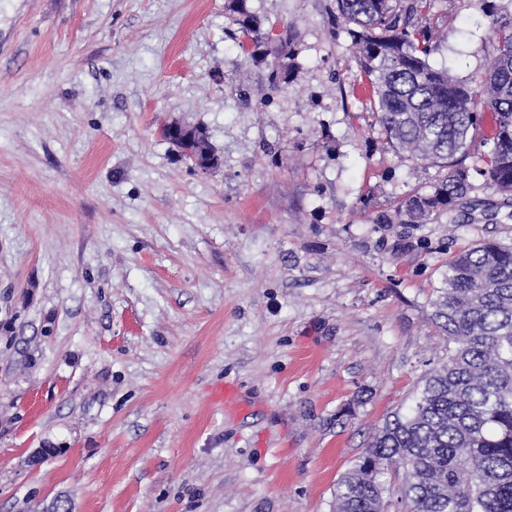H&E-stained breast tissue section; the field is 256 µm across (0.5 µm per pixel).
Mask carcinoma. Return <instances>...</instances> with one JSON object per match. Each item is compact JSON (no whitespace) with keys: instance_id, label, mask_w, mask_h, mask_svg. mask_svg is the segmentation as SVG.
<instances>
[{"instance_id":"1","label":"carcinoma","mask_w":512,"mask_h":512,"mask_svg":"<svg viewBox=\"0 0 512 512\" xmlns=\"http://www.w3.org/2000/svg\"><path fill=\"white\" fill-rule=\"evenodd\" d=\"M436 2L336 0L387 143L438 168L429 191L395 211L403 224H427L461 205L474 172L512 206V14L488 6L495 40L484 76L455 79L429 62L438 37L422 19ZM227 8L241 36L260 27L245 0ZM278 45L268 66L280 89L291 53L286 38ZM483 108L495 128L478 141ZM477 144L487 150L473 170L465 160ZM432 306L446 357L340 477L335 512H389L386 476L399 470L400 512H512V246L488 240L457 253Z\"/></svg>"}]
</instances>
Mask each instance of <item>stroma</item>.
<instances>
[{
  "label": "stroma",
  "mask_w": 512,
  "mask_h": 512,
  "mask_svg": "<svg viewBox=\"0 0 512 512\" xmlns=\"http://www.w3.org/2000/svg\"><path fill=\"white\" fill-rule=\"evenodd\" d=\"M226 6L0 0V512H333L446 354L453 255L512 244L504 208L377 223L435 171L386 145L336 0H246L291 32L278 91ZM427 23L479 79L482 0ZM160 130L161 136L162 132H164L165 136L162 137L176 146L179 152L191 162L192 167L199 173L207 174L218 167L219 158L216 154L207 153L201 157L197 155L195 149L192 148L194 139L205 135L202 129L198 128L195 130L194 127L184 125L177 121H171L165 123Z\"/></svg>",
  "instance_id": "1"
}]
</instances>
